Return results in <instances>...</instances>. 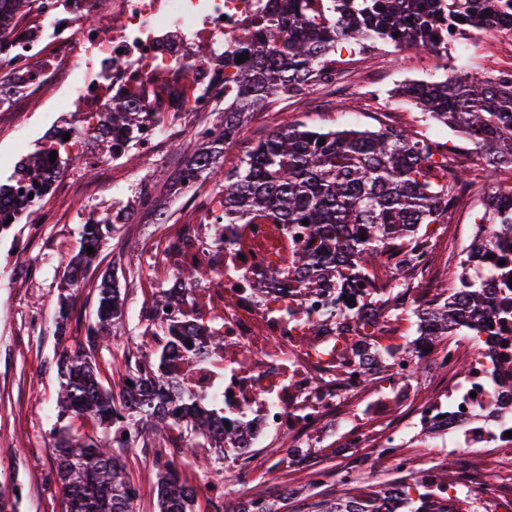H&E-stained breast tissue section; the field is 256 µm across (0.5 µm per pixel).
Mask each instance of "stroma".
Returning <instances> with one entry per match:
<instances>
[{
    "mask_svg": "<svg viewBox=\"0 0 512 512\" xmlns=\"http://www.w3.org/2000/svg\"><path fill=\"white\" fill-rule=\"evenodd\" d=\"M347 69L345 81L333 88L312 87L296 97L271 103L255 113L244 133L226 143L224 167H236L247 150L276 128L299 121L326 128L354 127L376 130L386 126L403 129L414 137L425 135L417 120V109L404 103L393 109L366 103L369 84H379L386 97L396 98L399 85L415 80L417 72L429 70L432 56L426 52L381 45L358 52L344 46L341 53ZM44 95L20 101H0V184L13 183L19 166L39 151L56 113L47 110ZM223 115L210 117L185 112L176 117L169 136L155 160L144 161L129 152L122 163L89 166L77 159L62 157L61 182L53 184L45 199L57 210L59 221L43 224L35 238H28L26 223L0 225V512H64L65 496L49 449L51 432L58 427L56 394L59 388L57 361L62 351L86 347V329L95 318L97 285L102 270L114 271L124 298L122 319L95 354L104 385L118 387L122 354L137 347L144 356L158 351L155 336L145 334V302L151 290L165 282L168 272L154 257L181 225L191 223L202 201L217 192L214 181H198L193 192H182L177 176L197 142L191 135L202 120L221 124ZM476 189L461 197L450 223L441 225L435 241L434 269L415 280L412 294L431 298L439 285L447 283L458 257L450 243L461 224L473 223L488 191L484 176H477ZM120 215V222L103 242L99 268L90 269L83 288L70 301L65 333H57L59 284L67 262L81 245L82 226L90 214ZM27 240L24 266L18 276H10L13 249ZM146 447L121 449V460L134 483L137 512H156V473L159 465L173 462L180 478L197 487L206 478L199 467L203 458L216 452L202 441L184 447L180 430L158 435L144 430ZM406 453L421 464H429L432 454H444L449 474L459 479L476 512H494L480 494L478 476L490 460L464 448H448L436 442L427 449L424 438L411 434ZM309 454L325 472L323 483L309 486L306 465L291 460L281 441L256 452L263 465L249 483H242L232 466L224 468V497L216 500L197 493L194 512H236L242 497H257L274 503L279 512H313L317 502L336 497L341 471L350 470L355 482L346 489L355 496L371 488L394 483L387 460L375 446L356 448L343 454L335 426Z\"/></svg>",
    "mask_w": 512,
    "mask_h": 512,
    "instance_id": "obj_1",
    "label": "stroma"
}]
</instances>
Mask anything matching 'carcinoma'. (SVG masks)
Here are the masks:
<instances>
[{"instance_id": "cac0c4a2", "label": "carcinoma", "mask_w": 512, "mask_h": 512, "mask_svg": "<svg viewBox=\"0 0 512 512\" xmlns=\"http://www.w3.org/2000/svg\"><path fill=\"white\" fill-rule=\"evenodd\" d=\"M35 0H0V33L25 21ZM512 29V0H268L253 24L228 37L224 69L238 70L224 85V128L193 153L184 177L216 174L223 164L224 145L236 138L255 112L270 103L295 97L323 84L336 70V50L344 43L392 44L448 55V33L462 35L471 28ZM245 55L242 64L236 58ZM398 90L412 99L430 119L470 135L485 152L491 191L484 198L481 224L512 226V196L497 187L498 169L512 165V75H450L433 82L406 83ZM146 111L122 99L112 100L106 112L111 125L138 126ZM325 144L320 146V139ZM224 223L301 224L309 221L305 247L288 280L271 279L258 285L294 289L304 296L336 293V302L348 304L361 284H377L379 275L392 273L384 260L408 247H417L431 224H442L460 197L471 188L467 173L434 158L431 146L404 129L376 131L354 128L325 129L307 122L276 128L246 153L240 164L224 173L220 183ZM110 221L90 216L83 224L81 246L68 263V275L58 301V330L68 318V291L78 288L98 254ZM365 238H360V235ZM484 243L473 240L455 266L454 291L439 295L416 312L428 344L436 347L443 336L481 331L491 317L494 284L479 270ZM197 285L210 279L203 266L178 272ZM94 324L88 329L87 350L65 354L59 361L62 382L57 406L62 416L91 422L100 438L54 434L52 451L57 474L67 497V512H135L137 492L124 465L111 448H131L143 440L133 417L154 421L202 438L216 448L238 436L224 429V414L169 378L172 358L189 352L179 322L156 319L152 312L181 305V296L169 288L152 293L146 317L154 336L165 340L158 365L144 369L133 349L124 352L120 396L114 397L100 378L94 352L122 316L115 276L100 277ZM366 326L382 310L379 294L358 297ZM195 489L182 482L173 467L157 474L159 512H192ZM410 512H471L468 496L446 503L418 496ZM323 512H389L385 495L373 490L356 498L342 495Z\"/></svg>"}]
</instances>
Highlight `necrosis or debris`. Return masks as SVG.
Masks as SVG:
<instances>
[{"label":"necrosis or debris","instance_id":"obj_1","mask_svg":"<svg viewBox=\"0 0 512 512\" xmlns=\"http://www.w3.org/2000/svg\"><path fill=\"white\" fill-rule=\"evenodd\" d=\"M267 0H36L35 22L9 27L0 36V73L23 91L54 89L48 107L78 112L73 125L51 129L47 151L68 154L89 165L100 156L85 151L87 138L97 134L112 97L126 96L153 108L154 116L137 130L112 131L111 159L129 148L152 159L172 126L184 91V74L197 88L190 111H213L228 74L218 60L227 36L247 23ZM104 13L112 30L98 34L86 18ZM224 206L211 199L196 211L195 221L160 253V260L178 271L188 265L211 269L209 284L183 285V309L194 322L224 336V347L192 353L179 369L182 386L204 401L223 408L226 421L246 428L247 447L225 450L226 461L239 472H252L255 449L268 447L275 435L305 448L311 437L334 416L344 399L361 389L379 360L359 355L347 340L362 334L356 318L336 320L323 297L304 298L275 288L260 293L257 280L285 278L301 247L295 224H227ZM466 238L481 239L489 255L484 269L498 277L494 310L483 332L452 342L440 354L427 352L423 336L417 351L427 352L439 369L450 371L448 386L417 400L413 360L401 354L393 361L397 383L368 405L374 415L396 413L406 401L418 405L410 423L384 428L376 448L391 467L408 474L403 488L448 500L453 488L440 484L437 465L415 467L402 451L408 427L428 428L450 443L473 450L496 449V463L482 481L487 499L499 500L505 474H512V400L501 383L512 380V279L502 276L501 258L512 261V228L469 224ZM319 323L323 331L312 335ZM472 357L468 370L454 375L461 344Z\"/></svg>","mask_w":512,"mask_h":512}]
</instances>
